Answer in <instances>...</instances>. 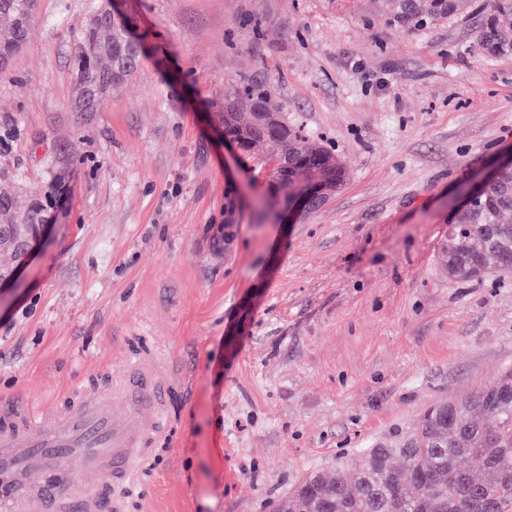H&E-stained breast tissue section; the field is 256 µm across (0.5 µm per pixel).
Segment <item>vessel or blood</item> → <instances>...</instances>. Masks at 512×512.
<instances>
[{"label":"vessel or blood","instance_id":"obj_1","mask_svg":"<svg viewBox=\"0 0 512 512\" xmlns=\"http://www.w3.org/2000/svg\"><path fill=\"white\" fill-rule=\"evenodd\" d=\"M158 352H128L94 394L74 393L64 413L26 403L0 413V512H123L139 493L151 450L171 426L172 382Z\"/></svg>","mask_w":512,"mask_h":512}]
</instances>
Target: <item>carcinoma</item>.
Masks as SVG:
<instances>
[{"label":"carcinoma","mask_w":512,"mask_h":512,"mask_svg":"<svg viewBox=\"0 0 512 512\" xmlns=\"http://www.w3.org/2000/svg\"><path fill=\"white\" fill-rule=\"evenodd\" d=\"M35 0H0V74L29 41ZM465 0H430L422 15L411 0H399L397 18L421 25L462 13ZM481 54L512 53V0H495L477 34ZM144 44L129 35L106 5L76 32L74 57L77 112H96L112 87L135 73ZM267 83L251 79L224 94L220 118L239 145L264 149L274 164L285 197L315 181L339 187L346 169L323 143L303 136L273 111ZM65 187L53 176L44 198L18 206L15 190L0 184V252L21 259L12 238L36 237L49 221L44 201ZM512 168L502 169L481 195L454 210L445 243L448 277L474 281L493 271L512 276ZM481 464L476 478L463 466ZM277 512H512V368L472 394L425 410L417 425L365 449L352 471L336 466L330 474L307 475L277 506Z\"/></svg>","instance_id":"carcinoma-1"}]
</instances>
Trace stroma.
Instances as JSON below:
<instances>
[{
    "label": "stroma",
    "instance_id": "stroma-1",
    "mask_svg": "<svg viewBox=\"0 0 512 512\" xmlns=\"http://www.w3.org/2000/svg\"><path fill=\"white\" fill-rule=\"evenodd\" d=\"M98 4L37 0L0 77V177L66 182L0 290V408L58 411L161 348L192 391L131 512H274L512 367V276L461 283L442 256L460 189L512 155V54L475 38L489 0L418 27L396 0H112L147 56L86 115L73 35ZM248 79L346 168L293 224L218 119Z\"/></svg>",
    "mask_w": 512,
    "mask_h": 512
}]
</instances>
